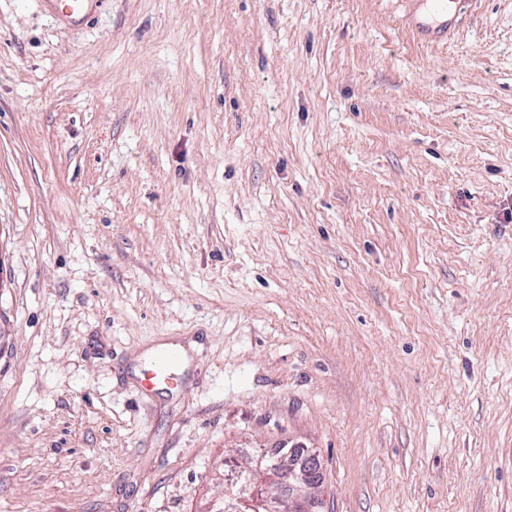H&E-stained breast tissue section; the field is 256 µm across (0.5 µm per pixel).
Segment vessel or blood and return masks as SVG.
Masks as SVG:
<instances>
[{"label":"vessel or blood","instance_id":"b4317fda","mask_svg":"<svg viewBox=\"0 0 512 512\" xmlns=\"http://www.w3.org/2000/svg\"><path fill=\"white\" fill-rule=\"evenodd\" d=\"M102 3L103 0H48L51 13L64 27L83 24ZM406 5V26L422 41L442 43L456 33L467 0H406ZM181 362L178 352L162 353L146 363L143 378L154 389L178 387Z\"/></svg>","mask_w":512,"mask_h":512}]
</instances>
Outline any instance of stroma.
Wrapping results in <instances>:
<instances>
[{"label": "stroma", "mask_w": 512, "mask_h": 512, "mask_svg": "<svg viewBox=\"0 0 512 512\" xmlns=\"http://www.w3.org/2000/svg\"><path fill=\"white\" fill-rule=\"evenodd\" d=\"M0 0V512H512V0ZM197 341L178 390L141 355ZM59 25L75 27L87 21L103 0H46ZM405 25L428 43H443L457 31L466 0H407ZM262 461L256 460L250 468L252 478L246 482H228L224 492V507L222 512H245L247 508L262 512H282L288 504L292 512H318L323 511V489L325 477L321 463L304 462L302 459H293L288 455V463L284 471L280 462L276 470V478L281 484L278 494L259 496L258 482L267 476V468H263Z\"/></svg>", "instance_id": "stroma-1"}]
</instances>
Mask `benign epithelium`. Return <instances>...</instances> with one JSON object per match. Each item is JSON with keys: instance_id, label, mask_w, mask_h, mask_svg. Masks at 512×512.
Masks as SVG:
<instances>
[{"instance_id": "benign-epithelium-1", "label": "benign epithelium", "mask_w": 512, "mask_h": 512, "mask_svg": "<svg viewBox=\"0 0 512 512\" xmlns=\"http://www.w3.org/2000/svg\"><path fill=\"white\" fill-rule=\"evenodd\" d=\"M277 481L281 491L275 495L261 496L257 492L258 482L267 476V469L257 460L251 467L252 478L239 483H228L224 492L222 512H245L252 508L256 512H320L323 509L325 477L318 462L288 458L285 467L278 468Z\"/></svg>"}]
</instances>
